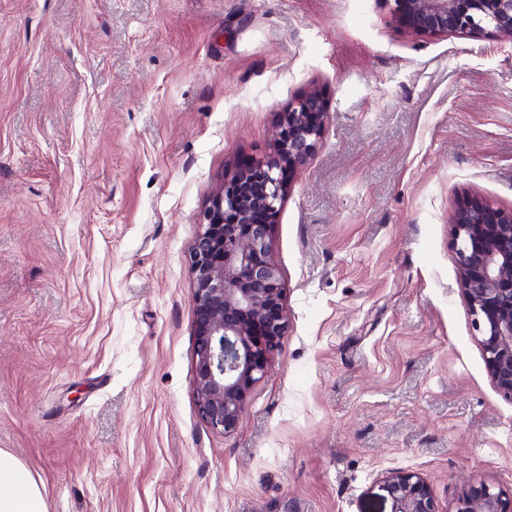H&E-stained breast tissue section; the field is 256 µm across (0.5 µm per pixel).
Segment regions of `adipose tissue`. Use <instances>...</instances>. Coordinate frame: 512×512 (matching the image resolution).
<instances>
[{"label":"adipose tissue","instance_id":"obj_1","mask_svg":"<svg viewBox=\"0 0 512 512\" xmlns=\"http://www.w3.org/2000/svg\"><path fill=\"white\" fill-rule=\"evenodd\" d=\"M0 512H47L43 490L24 465L0 450Z\"/></svg>","mask_w":512,"mask_h":512}]
</instances>
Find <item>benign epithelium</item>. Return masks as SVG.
<instances>
[{"label": "benign epithelium", "mask_w": 512, "mask_h": 512, "mask_svg": "<svg viewBox=\"0 0 512 512\" xmlns=\"http://www.w3.org/2000/svg\"><path fill=\"white\" fill-rule=\"evenodd\" d=\"M393 20L421 35L512 34V0H385ZM327 120L311 92L282 114L275 152L220 183L200 215L190 249L195 336L194 400L210 427L233 431L253 386L268 372L285 330L280 272L270 258L286 187L283 170L307 163ZM460 288L482 336L493 385L512 398V209L473 200L453 216ZM390 512H439L413 471L386 476ZM458 512H512L484 483L471 486Z\"/></svg>", "instance_id": "1"}]
</instances>
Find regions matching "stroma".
Returning <instances> with one entry per match:
<instances>
[{
  "label": "stroma",
  "mask_w": 512,
  "mask_h": 512,
  "mask_svg": "<svg viewBox=\"0 0 512 512\" xmlns=\"http://www.w3.org/2000/svg\"><path fill=\"white\" fill-rule=\"evenodd\" d=\"M270 257L286 329L236 429L194 396L190 248L309 91ZM512 209V37L424 36L383 0H0V448L48 512H440L512 497V399L451 218ZM382 490L389 512H440L427 482L413 471L389 473ZM512 498H503L484 483L471 486L458 512H511Z\"/></svg>",
  "instance_id": "35a3bbf8"
}]
</instances>
